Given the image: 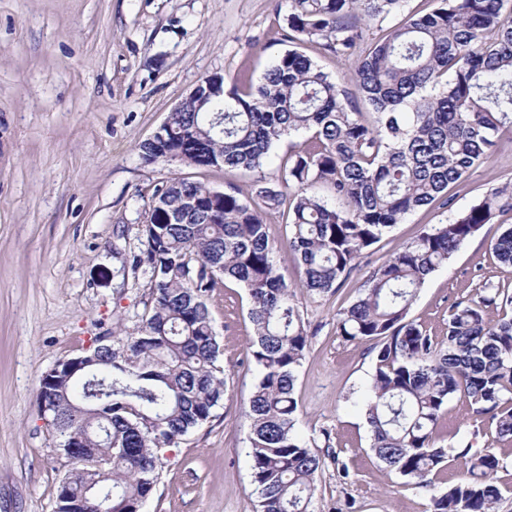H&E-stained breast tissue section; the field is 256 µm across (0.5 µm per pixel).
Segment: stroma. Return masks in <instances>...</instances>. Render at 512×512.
<instances>
[{
    "label": "stroma",
    "instance_id": "stroma-1",
    "mask_svg": "<svg viewBox=\"0 0 512 512\" xmlns=\"http://www.w3.org/2000/svg\"><path fill=\"white\" fill-rule=\"evenodd\" d=\"M287 13V0H0V512H54L68 462L39 412L40 380L95 337L136 330L148 288L131 265L154 190L180 176L254 192L249 174L144 163L140 143L202 76L260 81L287 47ZM509 182L506 139L452 187L451 209L408 214L337 293L301 299L310 348L298 370V430L339 453L318 476L310 512H431L433 495L456 481L451 465L423 488L372 455L362 414L370 345L341 336L338 311L394 251ZM511 225L505 212L468 238L429 277L410 319L438 338L454 301L486 285L512 292V267L493 253ZM208 305L224 347V400L210 422L165 450L144 512H255L245 407L258 372L244 363L253 334L247 296L228 281ZM437 440L494 446L503 460L497 510L512 512V441L496 440L459 399Z\"/></svg>",
    "mask_w": 512,
    "mask_h": 512
}]
</instances>
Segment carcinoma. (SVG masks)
I'll return each mask as SVG.
<instances>
[{
	"label": "carcinoma",
	"instance_id": "carcinoma-1",
	"mask_svg": "<svg viewBox=\"0 0 512 512\" xmlns=\"http://www.w3.org/2000/svg\"><path fill=\"white\" fill-rule=\"evenodd\" d=\"M409 2L288 0L283 37L292 48L259 84L201 77L193 103L169 113L163 131L139 145L148 164L248 172L259 183L282 138L310 134L289 154L275 189L246 197L234 184L219 190L175 177L154 191L132 259L150 290L136 332L98 353L85 377H69L70 362L59 361L39 384V410L72 464L56 512H100L105 501L111 512H141L163 467L161 449L214 417L226 377L216 366L220 344L208 301L225 280L245 288L251 303L246 358L258 377L245 416L256 512H308L326 458L339 453L297 430V373L310 348L297 293L336 291L406 215L452 207L448 187L512 135L509 0H439L426 13L409 10ZM388 17L392 25L367 37ZM304 43L356 56L354 88L299 50ZM317 185L329 197L313 191ZM507 210L511 183L452 222L426 228L339 310L341 335L376 341L362 407L374 456L425 488L450 462L462 472L433 496V512H495L502 498L494 449L444 448L436 431L448 403L460 398L495 423L499 439H512V295L486 285L477 298L452 304L439 340L407 315L427 277ZM270 211L286 216L296 283L274 261ZM175 213L184 215L179 224L170 222ZM493 249L512 267V228ZM83 434L85 446L69 450ZM100 461L109 470L104 482Z\"/></svg>",
	"mask_w": 512,
	"mask_h": 512
}]
</instances>
